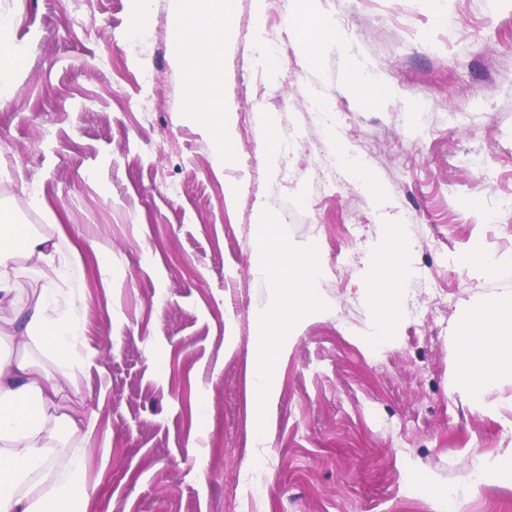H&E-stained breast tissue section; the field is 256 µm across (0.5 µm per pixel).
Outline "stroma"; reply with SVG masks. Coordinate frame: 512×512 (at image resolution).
Here are the masks:
<instances>
[{
	"mask_svg": "<svg viewBox=\"0 0 512 512\" xmlns=\"http://www.w3.org/2000/svg\"><path fill=\"white\" fill-rule=\"evenodd\" d=\"M134 8L0 0L22 18L0 220L80 257L58 272L20 257L11 275L23 301L57 281L82 330L64 388L92 426L58 437L61 464L83 465L86 512H512V470L492 469L512 448V371L472 392L459 332L512 290L479 264L512 257V220H486L512 197V0H318L327 33L310 44L293 0H229L225 166L188 108L177 0H147L137 32ZM262 32L278 35L269 66ZM359 67L392 96L352 95ZM338 142L380 195L341 164L324 180ZM261 207L321 275L259 436L246 366L277 294L252 271ZM396 234L411 276L381 345L370 284Z\"/></svg>",
	"mask_w": 512,
	"mask_h": 512,
	"instance_id": "stroma-1",
	"label": "stroma"
}]
</instances>
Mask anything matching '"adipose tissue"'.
Masks as SVG:
<instances>
[{"mask_svg": "<svg viewBox=\"0 0 512 512\" xmlns=\"http://www.w3.org/2000/svg\"><path fill=\"white\" fill-rule=\"evenodd\" d=\"M176 44L185 58L186 97L191 114L213 135L217 164L235 155L234 115L224 108V87L212 75L223 68L218 42L229 25L224 0H180ZM262 246L254 271L278 290L274 302L255 321V351L250 361L253 415L262 419L271 398L275 365L288 347V335L301 314L317 303L315 283L320 266L311 255L291 249L267 228L269 217L259 211ZM57 246L50 239L29 233L19 224L0 225V348L19 340L42 349L52 368L27 359L0 355V512H84L89 497L78 461L59 468L54 443L56 428L83 436L86 413L80 402L63 400L65 377L78 341L77 326L55 310L56 291L46 287L22 304L10 274L16 258L33 264L54 265ZM410 274L403 240H396L381 259L371 284L370 303L375 314L374 334L385 341L398 310V290ZM468 363L482 377L512 365V292L490 300L481 315L462 324Z\"/></svg>", "mask_w": 512, "mask_h": 512, "instance_id": "ef3b65f1", "label": "adipose tissue"}]
</instances>
